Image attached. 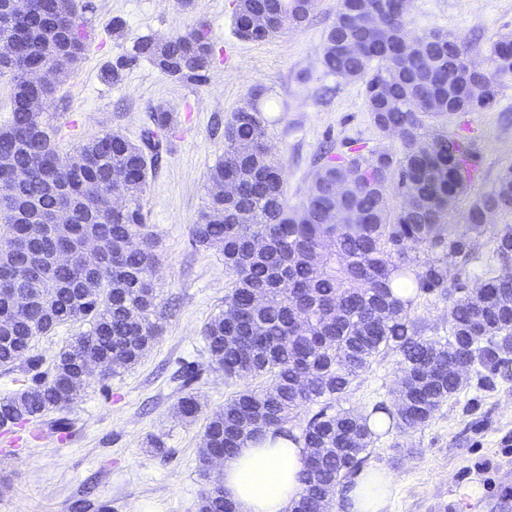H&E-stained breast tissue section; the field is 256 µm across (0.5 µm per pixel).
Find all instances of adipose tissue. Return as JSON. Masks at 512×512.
I'll return each instance as SVG.
<instances>
[{
    "label": "adipose tissue",
    "mask_w": 512,
    "mask_h": 512,
    "mask_svg": "<svg viewBox=\"0 0 512 512\" xmlns=\"http://www.w3.org/2000/svg\"><path fill=\"white\" fill-rule=\"evenodd\" d=\"M305 456L302 443L282 435L248 443L223 463L224 495L235 503L236 512H286L301 491ZM393 482L386 469L363 468L343 492L345 512H384Z\"/></svg>",
    "instance_id": "ef3b65f1"
}]
</instances>
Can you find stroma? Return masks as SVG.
Here are the masks:
<instances>
[{"label":"stroma","instance_id":"35a3bbf8","mask_svg":"<svg viewBox=\"0 0 512 512\" xmlns=\"http://www.w3.org/2000/svg\"><path fill=\"white\" fill-rule=\"evenodd\" d=\"M90 38L83 59L57 78L53 110L61 150L106 132L138 141L156 109L172 123L159 137L163 150L147 162L146 223L158 242L156 271L160 334L140 363L106 381L91 380L66 410L67 431L51 411L15 427L21 441L0 443V512H198L208 485L199 467L207 414L223 407L244 380H225L211 363L205 324L224 308L230 277L215 248L195 246L191 227L207 200V173L224 154V123L251 91H265V133L283 167L288 207L301 206L320 148L344 153L360 147H397L371 123L362 82L327 73L324 34L337 0H317L300 28L262 42L233 30L235 0H76ZM408 36L445 30L485 62L490 46L512 34V0H412ZM122 20V34L112 31ZM206 24L213 60L204 82L177 80L140 59L118 84L101 77L133 40H163ZM450 135L474 142L470 196L488 192L512 167V79L501 84L492 108L467 112L448 124ZM451 294L420 297L415 310L427 338L448 335ZM398 357L389 354L357 379L345 401L366 410L391 401ZM192 394L202 408L195 420L176 412ZM161 439L165 453L149 446ZM367 466L395 478L384 512H512V374L471 376L466 387L417 430L381 436Z\"/></svg>","mask_w":512,"mask_h":512}]
</instances>
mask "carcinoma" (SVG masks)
Here are the masks:
<instances>
[{"label": "carcinoma", "instance_id": "cac0c4a2", "mask_svg": "<svg viewBox=\"0 0 512 512\" xmlns=\"http://www.w3.org/2000/svg\"><path fill=\"white\" fill-rule=\"evenodd\" d=\"M361 5L338 0L322 62L331 74L363 82L371 123L383 134L401 128L400 148L351 150L329 159L315 173L307 201L290 208L281 165L265 142L263 91L256 89L224 123V156L209 169L208 200L191 228L195 245L222 251L232 279L224 304L233 315L222 311L204 329L211 363L227 380H263L206 418L200 466L207 470L214 451L228 457L270 430L303 441L312 463L304 465L302 491L287 512H332V501L314 500L315 490L328 481L342 485L362 468L376 438L367 425L373 415H387L389 429L423 427L465 387L468 373L496 374L512 363V223L487 220L493 212L512 215V168L471 202L463 223H452L475 144L446 128L459 112L495 104L498 87L512 78V37L493 43L489 75L451 33L406 38L410 0H371L378 19L368 31L353 25ZM314 6L315 0H237L234 33L244 41L266 40L301 26ZM258 11L268 16L265 29L239 27L238 19ZM22 30L37 31L39 40L17 39L21 65L0 69L11 90L0 156H12L21 174L0 169V188L41 211L55 203L48 183L67 189L77 202L71 239L93 235L102 254L93 269L76 258L56 272L63 286L43 294L33 280L19 281L30 258L28 250L14 249V240L43 252L56 241L43 224L0 217V368L26 358L34 372L30 386L0 397L5 429L69 408L90 382L87 352L107 359L104 381L137 365L155 341L157 254L130 252L124 241L130 234L154 240L142 205L146 151L159 150L157 130L172 120L157 110L137 146L113 132L63 153L54 116L42 111L39 122L50 144L30 139L34 117L24 101L34 89L28 73L44 62L59 75L70 70L86 51L87 32L74 0H31L22 20L0 15V39H16ZM351 39L363 42V51L349 52ZM211 56L208 32L200 26L160 43L134 41L102 77L118 83L127 67L146 57L171 77L200 79ZM115 170L124 174L120 183ZM226 180L239 186L227 203L219 192ZM115 191L128 200L121 211L106 207ZM339 209L353 213L355 223H334ZM485 235L490 247L481 257L474 242ZM254 238L267 243L256 255L248 251ZM450 285L456 297L448 309V338L426 339L412 316L418 298ZM256 292L265 294L261 306L253 304ZM76 323L88 328L69 337L50 370H40L29 355L35 339ZM391 353L400 356L401 378L392 404L378 402L363 412L343 407L352 384ZM311 405L320 410L295 426L298 410ZM177 410L194 419L201 408L186 394ZM198 512H236L219 480L202 491Z\"/></svg>", "mask_w": 512, "mask_h": 512}]
</instances>
